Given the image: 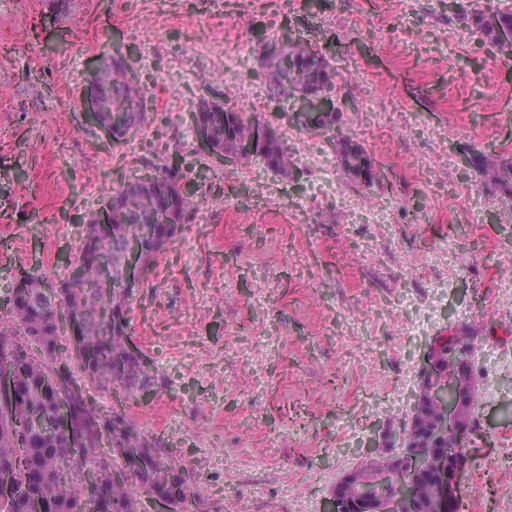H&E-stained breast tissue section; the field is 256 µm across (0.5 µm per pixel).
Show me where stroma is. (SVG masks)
<instances>
[{
    "label": "stroma",
    "instance_id": "1",
    "mask_svg": "<svg viewBox=\"0 0 512 512\" xmlns=\"http://www.w3.org/2000/svg\"><path fill=\"white\" fill-rule=\"evenodd\" d=\"M512 0H0V292L17 266L68 275L89 219L128 179L180 161L196 209L142 272L131 343L149 397L93 390L182 461L213 512H322L400 434L433 336H473L476 490L462 512H512V57L458 13ZM336 72L335 120L303 129L262 62L283 34ZM121 57L145 120L113 143L81 112ZM221 104L273 129L288 175L218 163L192 113ZM460 115L462 124L451 122ZM361 146L366 181L338 162Z\"/></svg>",
    "mask_w": 512,
    "mask_h": 512
}]
</instances>
